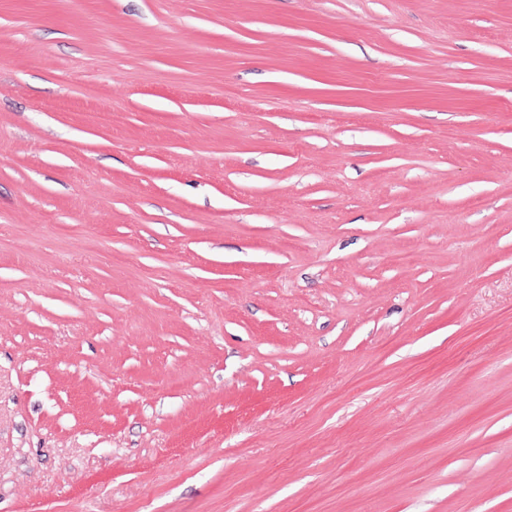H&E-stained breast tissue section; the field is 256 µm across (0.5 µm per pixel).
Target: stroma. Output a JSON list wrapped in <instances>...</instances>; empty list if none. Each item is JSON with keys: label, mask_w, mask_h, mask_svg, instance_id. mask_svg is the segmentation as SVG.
Wrapping results in <instances>:
<instances>
[{"label": "stroma", "mask_w": 512, "mask_h": 512, "mask_svg": "<svg viewBox=\"0 0 512 512\" xmlns=\"http://www.w3.org/2000/svg\"><path fill=\"white\" fill-rule=\"evenodd\" d=\"M0 512H512V0H0Z\"/></svg>", "instance_id": "35a3bbf8"}]
</instances>
